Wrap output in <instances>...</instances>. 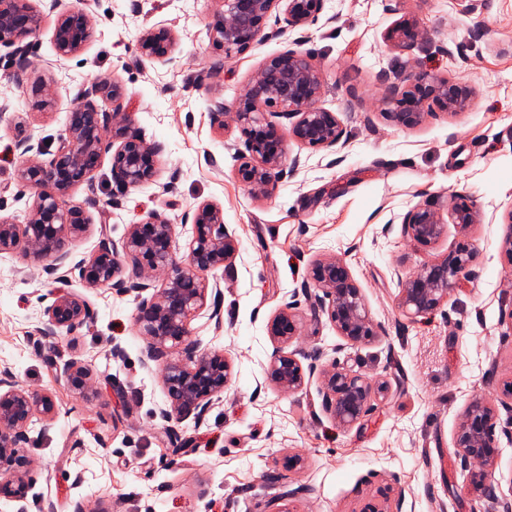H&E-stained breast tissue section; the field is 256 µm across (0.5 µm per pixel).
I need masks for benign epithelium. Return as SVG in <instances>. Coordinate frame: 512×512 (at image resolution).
I'll return each instance as SVG.
<instances>
[{
    "mask_svg": "<svg viewBox=\"0 0 512 512\" xmlns=\"http://www.w3.org/2000/svg\"><path fill=\"white\" fill-rule=\"evenodd\" d=\"M224 5L211 27L213 43L224 55L245 51L257 40L266 18L273 10L284 15L288 29L313 24L323 9L324 0H221ZM39 14L28 0H0V44L16 47V55L26 57L22 41L38 25ZM90 19L84 15L61 18L54 30L59 55L77 53L89 37ZM421 35L419 22L404 17L386 34L388 42L406 47ZM174 38L166 29H148L140 40L141 56L148 60L166 58ZM385 101L391 106L388 115L400 126L414 127L425 114L430 101L455 112L464 109L474 90L461 82H450L427 73L382 72ZM322 90L321 73L311 55L302 50H288L266 61L244 89L235 111V120L245 137L249 155L240 156L236 174L256 197L272 194L282 180V159L286 141L293 139L312 150L331 149L346 136L333 112L317 105ZM108 101L112 110L99 106L97 99ZM123 92L117 85L108 88L94 80L72 107L64 129L57 138L52 157L45 163L26 162L19 172L21 181L33 189L52 184L60 192L72 183L85 181L93 185L102 156L105 133L120 141L112 156V181L122 187L137 186L155 175L153 158L161 146L147 142L133 126L129 113L123 111ZM290 121L288 128L274 122ZM451 223L465 232L481 223V215L465 196L454 195L449 213ZM88 218L84 212L66 204L60 194L38 193L30 218L16 224L0 216V255L21 247L36 254L54 257V268L66 266L69 253L66 243L82 233ZM195 236L186 258L174 257L172 224L154 212L138 224L130 225L122 241L123 253L132 260L131 273L122 276L117 247L108 235L99 238L90 257L76 262L69 271H78L81 279L95 287H113L122 293L139 294L136 324L149 343V358L164 361L167 407L160 417L167 423L180 422L190 413L200 419L212 398L224 390L231 371L225 355L199 354L189 340L188 323L203 306L208 282L205 276L219 267L229 269L237 251L236 243L224 227L220 207L203 202L193 214ZM441 213L429 204L410 209L402 219V234L420 245L437 241L444 233ZM474 259L465 244L458 245L440 261H424L416 272L400 282L399 304L411 316L427 314L438 308L456 287ZM161 274V284L153 276ZM312 279L321 294L311 303L313 317L328 315L338 335L348 342H361L375 335L360 289L355 284L344 256L315 261ZM154 289L149 297L142 293ZM47 320L39 330L43 339L53 338L64 328L73 333L90 318L88 305L70 293H58L45 310ZM302 322L286 306L267 324V333L275 344L267 367V376L283 390L295 392L305 382L299 356L302 352H284L301 335ZM178 357H171V351ZM324 409L336 423L351 426L373 410L377 395L387 389L385 382H373L354 373L337 361L321 369ZM56 406L45 394L18 388L9 370L0 371V498L26 499L28 482L24 468L29 461L23 452L28 443L29 425L37 415L53 418ZM497 414L487 401L476 398L468 405L454 438L460 467L471 472L472 493L491 503V508L512 512V503L498 497L486 484L485 467L497 453L495 437ZM305 492V487L282 491L264 504L263 512H295L281 505Z\"/></svg>",
    "mask_w": 512,
    "mask_h": 512,
    "instance_id": "7a95c632",
    "label": "benign epithelium"
}]
</instances>
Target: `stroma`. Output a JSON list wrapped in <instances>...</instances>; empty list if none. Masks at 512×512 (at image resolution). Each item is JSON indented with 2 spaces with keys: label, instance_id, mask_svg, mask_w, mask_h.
<instances>
[{
  "label": "stroma",
  "instance_id": "35a3bbf8",
  "mask_svg": "<svg viewBox=\"0 0 512 512\" xmlns=\"http://www.w3.org/2000/svg\"><path fill=\"white\" fill-rule=\"evenodd\" d=\"M38 28L26 38L23 84L15 56L0 46V214L24 218L33 189L17 177L25 160L16 144L43 142L44 153L90 81L120 85L135 127L162 145L154 182L113 183L114 148L104 140L94 185L64 194L89 218L69 240L72 261L89 257L100 234L121 242L131 224L163 213L177 257H186L196 207H220L238 243L231 271L216 270L220 296H208L189 323L199 350L226 354L231 374L202 418L185 417L175 449L159 412L167 405L164 365L150 360L138 330L135 294L93 288L78 274L59 278L52 261L17 253L0 258V369L18 388L49 395L57 414L36 423L25 504L0 500V512H261L281 486H304L298 512H485L470 476L455 463L454 434L469 402L497 411L499 454L488 473L512 490V0H325L317 22L288 30L280 12L247 50L225 55L208 26L220 0H30ZM86 13L92 35L78 53L59 57L54 27ZM423 36L403 48L385 40L402 16ZM176 36L169 57L143 61L146 29ZM290 49L312 55L323 77L320 105L349 135L345 145L312 151L289 143L291 164L275 192L253 198L236 176L244 138L233 121L217 125L216 103L235 111L244 86L268 59ZM427 72L470 84L467 108L432 107L413 128L386 115L382 72ZM469 197L482 221L460 234L446 224L422 246L400 223L414 205L448 213L455 194ZM97 196L98 206L88 204ZM474 252L469 272L435 311L411 317L399 306V279L460 242ZM346 256L376 334L353 345L327 318L312 321L306 287L315 260ZM87 302L92 319L54 346L38 327L57 290ZM293 306L303 323L294 348L340 361L389 390L350 427L325 412L319 374L285 392L267 377L274 345L269 320ZM219 310L220 321L210 318ZM87 369L85 388L63 371ZM301 463L289 467L288 459Z\"/></svg>",
  "mask_w": 512,
  "mask_h": 512
}]
</instances>
